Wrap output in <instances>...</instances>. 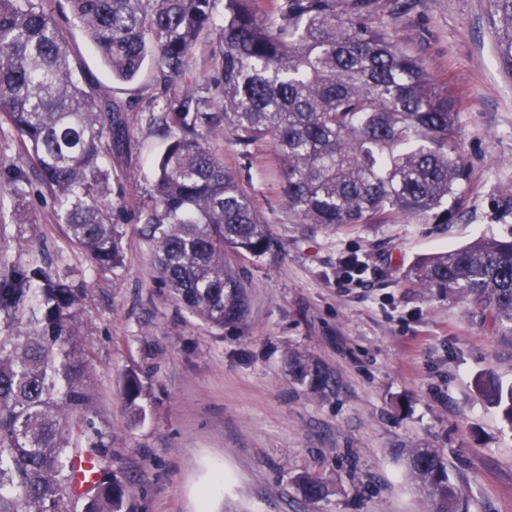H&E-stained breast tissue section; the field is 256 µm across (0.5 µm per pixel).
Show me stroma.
I'll return each mask as SVG.
<instances>
[{
    "instance_id": "35a3bbf8",
    "label": "stroma",
    "mask_w": 512,
    "mask_h": 512,
    "mask_svg": "<svg viewBox=\"0 0 512 512\" xmlns=\"http://www.w3.org/2000/svg\"><path fill=\"white\" fill-rule=\"evenodd\" d=\"M86 79L126 107L128 141L112 151V201L134 208L156 180L169 139L156 117V66L112 79L64 0H44ZM488 0H372L363 19L414 56L457 114L469 166L451 223L387 217L326 230L284 204L270 143L211 139L270 227L262 256L227 253L246 291L242 322L214 327L161 284L134 222L123 260L92 267L56 219L14 131L0 123V259L36 260L78 295L77 329L98 394L91 416L131 488L128 512H426L400 448H434L468 512H512V428L481 382L512 383V334L469 301L417 287L421 257L486 235L512 237V77L497 63ZM28 172L21 198L11 175ZM309 353L334 374V396L295 383L289 355ZM143 386L130 419L129 375ZM327 484L305 500V473Z\"/></svg>"
}]
</instances>
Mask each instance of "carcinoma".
I'll return each mask as SVG.
<instances>
[{"instance_id": "1", "label": "carcinoma", "mask_w": 512, "mask_h": 512, "mask_svg": "<svg viewBox=\"0 0 512 512\" xmlns=\"http://www.w3.org/2000/svg\"><path fill=\"white\" fill-rule=\"evenodd\" d=\"M220 97L183 84L218 2ZM73 19L110 70L133 80L146 59L167 99L159 124L172 132L153 192L136 221L163 283L186 309L222 327L245 311L243 285L225 252L263 255L264 222L238 177L208 145L229 130L248 147L269 140L281 164V195L306 224H371L383 215L448 220L461 203L467 164L456 145L457 113L420 62L390 32L362 21L371 0H282L260 16L254 0H66ZM493 48L512 77V0H490ZM65 33L43 0H0V118L11 126L60 207L67 237L101 268L120 264L119 209L109 201L103 159L126 140L124 106L81 83ZM416 283L460 295L512 333V239L482 237L420 258ZM28 331L0 338V512H124L128 487L107 466L110 448L89 415L96 395L76 331L69 282L48 266L0 275V317L12 322L29 294ZM291 374L318 396L336 392L334 375L304 352ZM143 386L127 378L135 420ZM485 394L512 429V384ZM91 457L98 480L81 495L72 461ZM429 512H467L462 490L437 450L403 452ZM300 492L326 496L318 476Z\"/></svg>"}]
</instances>
